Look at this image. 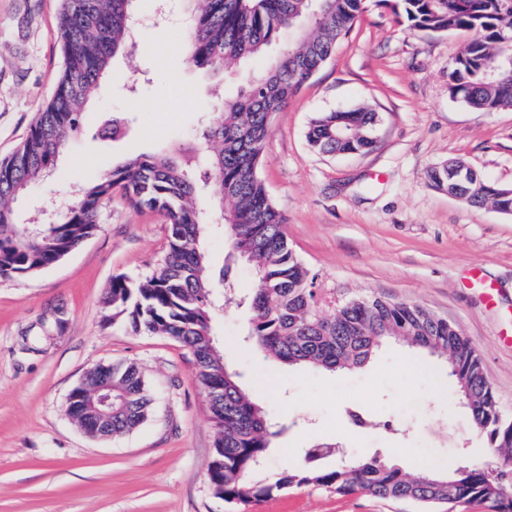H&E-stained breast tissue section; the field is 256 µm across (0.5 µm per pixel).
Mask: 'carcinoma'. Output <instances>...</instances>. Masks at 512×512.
Masks as SVG:
<instances>
[{
  "label": "carcinoma",
  "mask_w": 512,
  "mask_h": 512,
  "mask_svg": "<svg viewBox=\"0 0 512 512\" xmlns=\"http://www.w3.org/2000/svg\"><path fill=\"white\" fill-rule=\"evenodd\" d=\"M134 0H63L60 28L63 71L54 93L37 114L22 144L0 161V278L28 275L92 236L101 209L121 192L138 209L163 215L168 248L151 274L112 277L105 306L112 323L134 335L165 336L190 351L195 378L216 429L207 468L215 496L246 504L293 487L319 485L339 494L364 493L426 505L479 503L487 512H512V418L502 414L481 359L458 327L418 305L380 298L350 301L326 318L315 276L288 243L286 217L258 175L272 115L281 111L330 58L366 11L368 0H182L188 22L187 61L203 71L237 68L263 57L265 69L239 72L237 96L211 111L197 145L189 151L161 148L100 169L77 186L51 224H33L12 202L55 166L83 129L85 107L113 59L137 47ZM417 30L468 36L448 68V90L477 112L512 107V0H376ZM290 39H285V36ZM274 46L278 53L270 54ZM378 113L359 107L321 112L307 140L323 154L367 153L376 143ZM458 160L428 174L438 188L452 189ZM465 201L512 214V187L491 185L463 172ZM224 224L232 253L251 262L255 283L237 297L228 273L213 282L204 237L213 216ZM247 305L246 341L263 357L288 366L328 371L364 366L387 339L402 340L445 357L471 421L499 456L494 475L469 463L444 475L411 477L380 455L357 457L327 469L330 444L305 452L272 483L249 476L266 458L282 426L255 403L224 362L214 338L216 288ZM112 436L132 431L153 410L155 397L134 363L112 364Z\"/></svg>",
  "instance_id": "carcinoma-1"
}]
</instances>
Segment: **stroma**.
<instances>
[{"mask_svg":"<svg viewBox=\"0 0 512 512\" xmlns=\"http://www.w3.org/2000/svg\"><path fill=\"white\" fill-rule=\"evenodd\" d=\"M60 8L61 0H0V159L23 142L61 76ZM184 28L179 11L164 26L140 27L135 53L115 58L96 90L83 133L18 210H52L97 169L196 143L209 107L234 97L238 81L191 67ZM464 41L413 29L369 0L328 61L274 114L260 177L291 246L317 276L323 316L370 297L423 306L471 340L512 417V214L469 206L427 179L458 159L485 181L512 186V108L475 112L448 91ZM359 105L380 116L372 151L310 148L318 113ZM113 119L123 126L117 137L108 132ZM167 248L164 217L116 194L98 231L57 265L0 279V512H427L312 485L246 504L213 496L206 472L216 431L190 355L167 337L112 324L103 304L114 275H149ZM208 250L213 271L228 269L238 288L252 287L250 265L231 256L221 226ZM247 319L245 308L225 306L217 343L250 396L288 425L255 480L274 481L321 443L382 455L407 474H444L454 461L498 469L441 359L391 342L350 372L286 366L241 344ZM118 361L141 367L156 404L129 434L94 439L66 416L67 396L89 370ZM354 411L370 425L354 426Z\"/></svg>","mask_w":512,"mask_h":512,"instance_id":"1","label":"stroma"}]
</instances>
